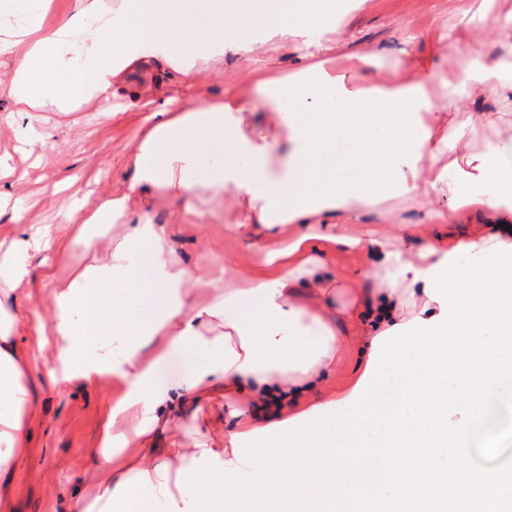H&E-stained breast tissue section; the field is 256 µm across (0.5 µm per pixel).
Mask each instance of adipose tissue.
<instances>
[{
    "instance_id": "ef3b65f1",
    "label": "adipose tissue",
    "mask_w": 512,
    "mask_h": 512,
    "mask_svg": "<svg viewBox=\"0 0 512 512\" xmlns=\"http://www.w3.org/2000/svg\"><path fill=\"white\" fill-rule=\"evenodd\" d=\"M366 3L77 0L50 25L53 0H0V96L18 141L50 139L42 116L50 105L70 112L92 101L109 120L121 100L144 113L124 191L0 239V512L15 510L11 463L30 450L32 363L45 349L55 352L52 381L112 394L81 462L96 493L74 491L67 512L182 508L181 471L206 450L235 463L234 436L268 426L267 402L286 401L294 418L344 401L373 339L438 316L425 275L455 248L484 256L493 244L512 245V119L473 115L486 133L478 147L469 122L456 118L489 90L512 103V11L487 0L484 12L462 16L448 33L460 53L452 76L429 57L408 53L386 68L368 53L355 60L374 73L358 86L319 55L335 50L338 26ZM486 30L508 39L498 56L471 42ZM269 45L297 51L287 77L267 75L259 51ZM228 54L249 63L255 96L199 92L198 63ZM407 68L416 81L403 79ZM258 112L264 125L253 121ZM206 194L245 212L233 230L259 261L244 282L188 267L154 220L155 200L192 211ZM391 199L439 217L469 207L480 221L421 234L392 224L381 237L350 225ZM48 253L75 258L76 274L57 282ZM340 254L361 263L335 279L326 270ZM35 280L47 300L21 305ZM340 280L351 285L342 306ZM353 344L359 365L339 391L326 380ZM175 353L193 361L190 375L155 387L156 365ZM219 391L231 426L189 448L164 447L174 431L197 427L202 403Z\"/></svg>"
}]
</instances>
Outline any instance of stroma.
<instances>
[{
    "instance_id": "stroma-1",
    "label": "stroma",
    "mask_w": 512,
    "mask_h": 512,
    "mask_svg": "<svg viewBox=\"0 0 512 512\" xmlns=\"http://www.w3.org/2000/svg\"><path fill=\"white\" fill-rule=\"evenodd\" d=\"M483 0H368L367 9L350 16L340 29L344 46L336 51V66L347 81L362 83L364 71L348 67L347 54L371 49L382 51L391 61L408 50L419 56H434L440 71L453 68L457 53L448 42L449 30L461 12L478 10ZM416 35L406 42L404 30ZM140 117L124 113L110 121L99 120L93 107L54 116L51 132L58 145L48 152L40 142L15 141L10 128L0 123V155H11L15 173L0 181V238L14 231L15 205L25 203L26 224H53L60 205L79 195L87 205L98 202L104 191L119 192L127 180L126 157L137 138ZM75 179L74 191H62L56 200L45 201L53 186ZM159 220L172 228V244L187 265H239L248 270L255 257L246 255L230 227L238 220L235 210L219 207L216 219L202 222L178 206L162 208ZM364 229L382 232L387 224H425V210L388 201L358 216ZM51 357L34 365L33 393L40 416L32 430L31 450L13 468L10 491L16 512H65L74 490L94 494L92 483L82 478L76 462L97 439L98 426L107 400L105 390L75 384L53 383Z\"/></svg>"
}]
</instances>
